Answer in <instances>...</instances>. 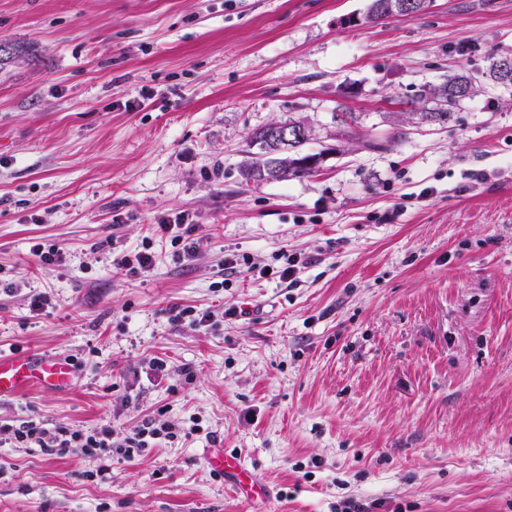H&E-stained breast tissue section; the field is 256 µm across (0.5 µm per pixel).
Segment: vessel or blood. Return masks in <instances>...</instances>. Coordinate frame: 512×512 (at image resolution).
<instances>
[{"instance_id":"b4317fda","label":"vessel or blood","mask_w":512,"mask_h":512,"mask_svg":"<svg viewBox=\"0 0 512 512\" xmlns=\"http://www.w3.org/2000/svg\"><path fill=\"white\" fill-rule=\"evenodd\" d=\"M75 376L76 367L66 357L29 351L0 352V399L20 395L34 387L63 391L72 385ZM205 461L212 471L229 477L237 493L246 497L264 495V488L255 486L238 455L212 448L207 450Z\"/></svg>"}]
</instances>
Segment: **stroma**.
<instances>
[{
	"instance_id": "obj_1",
	"label": "stroma",
	"mask_w": 512,
	"mask_h": 512,
	"mask_svg": "<svg viewBox=\"0 0 512 512\" xmlns=\"http://www.w3.org/2000/svg\"><path fill=\"white\" fill-rule=\"evenodd\" d=\"M368 4L0 0L21 49L0 66V351L78 370L0 400V512H512V88L400 118L430 110L422 85L512 54V0L376 22ZM291 119L318 172L245 181L254 133ZM179 211L181 261L152 229ZM146 244L148 273L116 268ZM38 291L55 307L32 310ZM187 306L210 322L173 326ZM27 416L200 430L96 483V457L13 447ZM214 447L268 497L215 476ZM192 222L189 221V214L183 211L175 213L174 215L161 216L157 220V228L161 233H169L174 228L177 229L175 235L171 238V244L178 250L174 252V256L178 259L181 257H191L196 252L195 243L189 238L190 226Z\"/></svg>"
}]
</instances>
